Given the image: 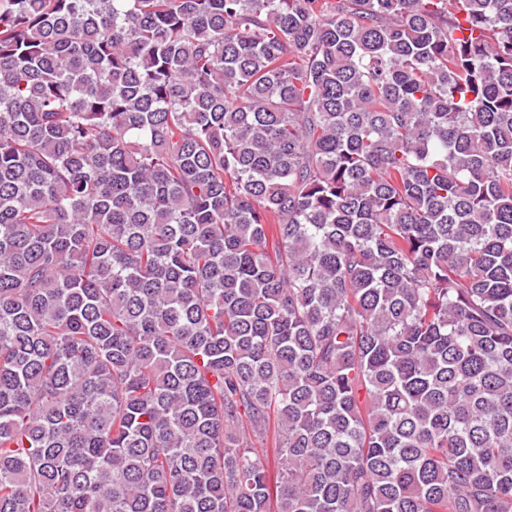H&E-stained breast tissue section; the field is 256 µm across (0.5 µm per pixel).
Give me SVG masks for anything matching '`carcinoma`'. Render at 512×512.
Listing matches in <instances>:
<instances>
[{
	"label": "carcinoma",
	"mask_w": 512,
	"mask_h": 512,
	"mask_svg": "<svg viewBox=\"0 0 512 512\" xmlns=\"http://www.w3.org/2000/svg\"><path fill=\"white\" fill-rule=\"evenodd\" d=\"M0 512H512V0H0Z\"/></svg>",
	"instance_id": "obj_1"
}]
</instances>
